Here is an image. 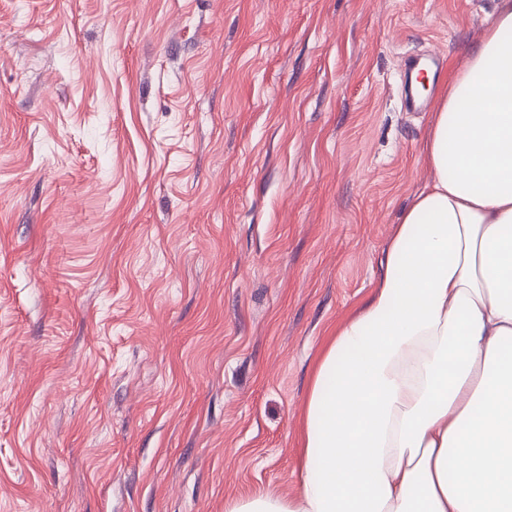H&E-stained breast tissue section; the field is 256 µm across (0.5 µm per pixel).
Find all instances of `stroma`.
I'll return each instance as SVG.
<instances>
[{"label": "stroma", "mask_w": 512, "mask_h": 512, "mask_svg": "<svg viewBox=\"0 0 512 512\" xmlns=\"http://www.w3.org/2000/svg\"><path fill=\"white\" fill-rule=\"evenodd\" d=\"M495 0H0V512L298 490L330 327Z\"/></svg>", "instance_id": "stroma-1"}]
</instances>
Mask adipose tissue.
<instances>
[{
  "mask_svg": "<svg viewBox=\"0 0 512 512\" xmlns=\"http://www.w3.org/2000/svg\"><path fill=\"white\" fill-rule=\"evenodd\" d=\"M364 304L316 358L297 494L226 512H512V0L449 69Z\"/></svg>",
  "mask_w": 512,
  "mask_h": 512,
  "instance_id": "ef3b65f1",
  "label": "adipose tissue"
}]
</instances>
